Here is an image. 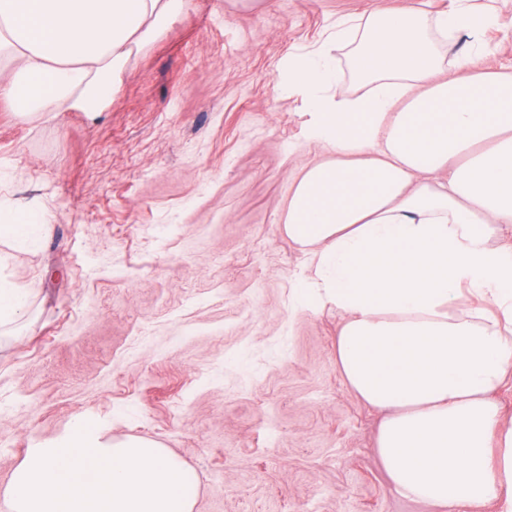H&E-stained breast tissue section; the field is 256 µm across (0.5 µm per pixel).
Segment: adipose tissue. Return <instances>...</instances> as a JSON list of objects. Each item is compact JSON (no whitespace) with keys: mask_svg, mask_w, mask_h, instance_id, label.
Masks as SVG:
<instances>
[{"mask_svg":"<svg viewBox=\"0 0 512 512\" xmlns=\"http://www.w3.org/2000/svg\"><path fill=\"white\" fill-rule=\"evenodd\" d=\"M185 3L0 0V99L22 122L99 116ZM500 19L491 0L431 21L409 4L337 24L281 73L330 151L288 199L284 231L309 254L298 295L342 314L337 363L383 415L386 477L438 512H512V422L494 400L512 377V249L494 245L512 227V70L482 63ZM459 35L471 49L446 68L436 39ZM342 46L364 94L327 92ZM49 232L28 210L0 219L17 243Z\"/></svg>","mask_w":512,"mask_h":512,"instance_id":"adipose-tissue-1","label":"adipose tissue"}]
</instances>
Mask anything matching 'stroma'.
I'll use <instances>...</instances> for the list:
<instances>
[{
	"label": "stroma",
	"instance_id": "35a3bbf8",
	"mask_svg": "<svg viewBox=\"0 0 512 512\" xmlns=\"http://www.w3.org/2000/svg\"><path fill=\"white\" fill-rule=\"evenodd\" d=\"M403 2L188 0L98 119L24 123L0 101V202L53 228L0 239V275L29 293L0 335V496L28 448L88 415L191 469L195 512H434L389 484L381 415L336 363L343 317L299 304L308 255L283 229L327 150L282 70ZM498 5L489 68L512 67Z\"/></svg>",
	"mask_w": 512,
	"mask_h": 512
}]
</instances>
